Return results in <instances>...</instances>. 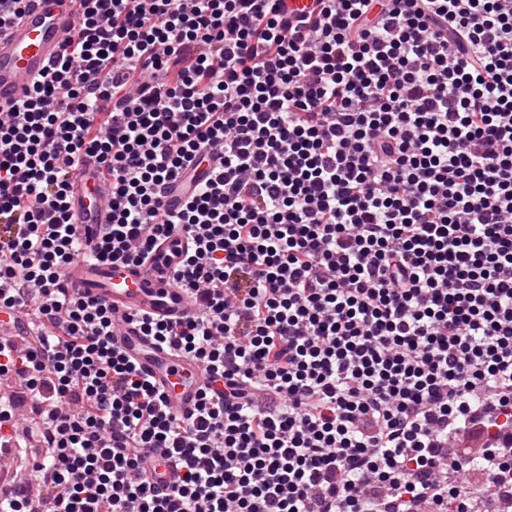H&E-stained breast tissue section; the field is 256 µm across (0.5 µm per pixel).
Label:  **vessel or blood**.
<instances>
[{
    "label": "vessel or blood",
    "mask_w": 512,
    "mask_h": 512,
    "mask_svg": "<svg viewBox=\"0 0 512 512\" xmlns=\"http://www.w3.org/2000/svg\"><path fill=\"white\" fill-rule=\"evenodd\" d=\"M78 6L79 0H30L20 19L0 28L1 108L24 100L32 82L60 58L66 38L77 30ZM71 206L74 223L110 221L108 188L99 180L93 158H85L76 173ZM185 245L182 236H170L141 267L80 259L66 276L70 287L111 306L113 316L121 322L112 338L114 346L133 359L182 414L196 408L199 388L207 381L203 366L160 348L129 323L128 317L136 313L165 320L189 316V297L170 279Z\"/></svg>",
    "instance_id": "obj_1"
}]
</instances>
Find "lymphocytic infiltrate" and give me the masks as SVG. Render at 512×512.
<instances>
[{"label":"lymphocytic infiltrate","mask_w":512,"mask_h":512,"mask_svg":"<svg viewBox=\"0 0 512 512\" xmlns=\"http://www.w3.org/2000/svg\"><path fill=\"white\" fill-rule=\"evenodd\" d=\"M281 2L83 0L0 111V314L23 326L0 442L47 488L8 483L0 512H472L449 472L512 471V0H316L296 25ZM86 157L111 191L96 260L187 240L195 314L135 323L208 371L188 418L64 283ZM473 423L480 458L450 452ZM155 456L175 484L143 480Z\"/></svg>","instance_id":"f902f5d3"}]
</instances>
